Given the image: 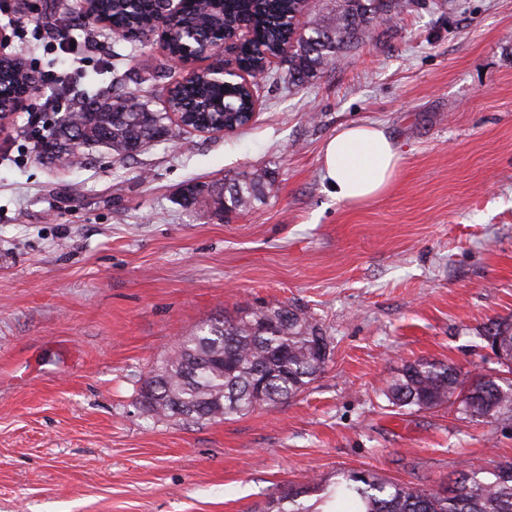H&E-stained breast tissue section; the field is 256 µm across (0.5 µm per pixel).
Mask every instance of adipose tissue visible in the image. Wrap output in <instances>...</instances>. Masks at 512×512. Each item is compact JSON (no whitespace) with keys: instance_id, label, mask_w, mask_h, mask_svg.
Masks as SVG:
<instances>
[{"instance_id":"adipose-tissue-1","label":"adipose tissue","mask_w":512,"mask_h":512,"mask_svg":"<svg viewBox=\"0 0 512 512\" xmlns=\"http://www.w3.org/2000/svg\"><path fill=\"white\" fill-rule=\"evenodd\" d=\"M401 166L386 130L353 123L337 130L322 149V178L339 201L363 204L383 194Z\"/></svg>"}]
</instances>
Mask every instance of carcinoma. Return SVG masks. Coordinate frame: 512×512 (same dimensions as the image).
Instances as JSON below:
<instances>
[{
    "instance_id": "carcinoma-1",
    "label": "carcinoma",
    "mask_w": 512,
    "mask_h": 512,
    "mask_svg": "<svg viewBox=\"0 0 512 512\" xmlns=\"http://www.w3.org/2000/svg\"><path fill=\"white\" fill-rule=\"evenodd\" d=\"M403 0H341L334 23H309L305 36L288 47V83L300 86L331 67L336 54L366 37L372 26L392 19ZM295 0H186L184 11L169 30L168 50H183V36L194 33L203 43L224 38V23L253 22L255 38L240 47L238 62L253 69L285 42L287 20ZM112 16L119 40L134 42L126 32L147 29L154 20L153 0H100ZM24 90L13 60L0 59V95ZM252 106L250 94L235 85L206 81L179 88L173 107L186 125H213L222 120L244 126L241 113ZM166 112L150 108L148 96L117 88L111 94L82 95L56 119L42 151L51 157L68 154L73 144H104L116 155L129 157L152 142L173 137ZM261 177L234 178L210 190L189 183L182 190L191 207L206 196L210 207L226 216L252 205L264 195ZM330 338L313 317L295 305L262 307L233 318L216 319L178 342L142 386L150 393V409L165 417L216 421L248 414L303 393L326 361L313 344ZM484 339L498 357L495 374L470 376L453 363L417 360L402 365L384 394L399 409H433L458 399L457 413L470 421L512 422V323L491 324ZM320 493L319 503L344 504L354 512H512V461H491L463 471L448 485V495L413 483L386 480L372 471H353L334 481H310L278 493L268 512H315L303 498Z\"/></svg>"
}]
</instances>
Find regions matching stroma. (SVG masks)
<instances>
[{"instance_id":"stroma-1","label":"stroma","mask_w":512,"mask_h":512,"mask_svg":"<svg viewBox=\"0 0 512 512\" xmlns=\"http://www.w3.org/2000/svg\"><path fill=\"white\" fill-rule=\"evenodd\" d=\"M71 0H0V56L56 68L0 129V512H265L284 488L370 470L447 493L512 460V423L392 407L402 364L486 373L512 321V0H410L291 90L264 80L232 135L182 130L134 156L35 143L86 89L140 91L157 37L60 43ZM44 126H29V115ZM376 123L402 157L361 205L322 182L340 126ZM262 175L253 207L181 205L188 182ZM305 309L332 342L296 398L220 421L167 418L140 389L176 341L261 305Z\"/></svg>"}]
</instances>
